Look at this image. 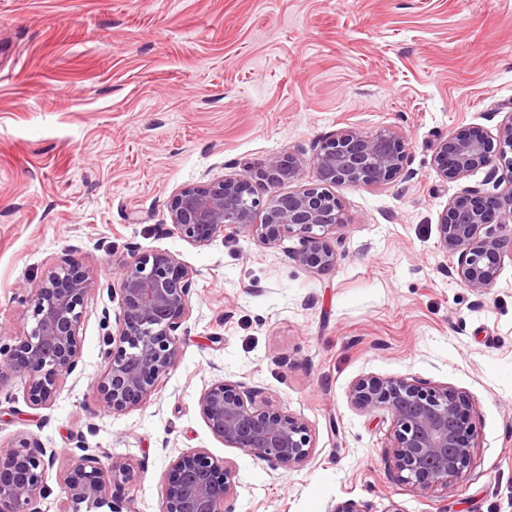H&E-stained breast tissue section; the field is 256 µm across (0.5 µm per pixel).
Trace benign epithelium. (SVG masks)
I'll list each match as a JSON object with an SVG mask.
<instances>
[{"label":"benign epithelium","instance_id":"benign-epithelium-1","mask_svg":"<svg viewBox=\"0 0 512 512\" xmlns=\"http://www.w3.org/2000/svg\"><path fill=\"white\" fill-rule=\"evenodd\" d=\"M404 137L391 129L364 132L342 128L326 138L311 160L290 153L266 168L227 179L188 184L168 204L174 232L195 247H205L232 225L265 248L297 236L301 247L292 259L310 272L336 266L329 232L342 224L341 206L329 188L336 184L383 185L404 169ZM434 167L445 180L458 181L489 168L492 188L467 187L448 202L438 224L442 249L457 258L448 274L480 293L492 287L511 237L512 184L495 185L497 169L512 174V113L496 139L482 134H450L434 152ZM312 182L281 194L275 187L302 179ZM92 276L65 261L35 288L20 289L30 328L21 336H0V370L26 381L34 407L56 397L61 380L76 369L77 336L89 299ZM193 271L167 251L135 255L121 271L115 328L105 336L104 370L96 381L101 405L125 412L150 400L160 378L181 356L177 331L191 308ZM255 390L241 384H212L198 399L201 417L224 446L239 448L272 469L305 465L312 454L308 425L280 409L253 406ZM350 396L367 411L387 410L393 420L394 464L403 481L426 489L462 480L469 467L477 430L465 397L448 387H427L404 377L359 379ZM58 451L21 435L0 450V512H37L50 493L45 471ZM73 469L62 490L74 505L100 508L113 501V488L136 480L134 467L114 457L101 459L83 445L65 449ZM236 472L204 452L183 454L169 463L161 512H234Z\"/></svg>","mask_w":512,"mask_h":512}]
</instances>
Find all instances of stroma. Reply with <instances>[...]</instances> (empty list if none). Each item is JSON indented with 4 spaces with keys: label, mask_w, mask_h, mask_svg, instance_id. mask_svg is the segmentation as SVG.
I'll return each instance as SVG.
<instances>
[{
    "label": "stroma",
    "mask_w": 512,
    "mask_h": 512,
    "mask_svg": "<svg viewBox=\"0 0 512 512\" xmlns=\"http://www.w3.org/2000/svg\"><path fill=\"white\" fill-rule=\"evenodd\" d=\"M511 113L512 0H0V334L23 335L18 290L64 259L95 277L53 403L0 380V449L25 434L58 451L40 512H72L60 482L79 441L141 468L118 489L122 512H160L170 461L193 451L233 467L235 512H512V255L481 294L448 276L440 217L488 171L447 181L433 165L440 138L496 137ZM349 126L394 128L408 150L387 184L333 187L334 269L298 266L295 236L267 249L231 227L205 247L172 233L182 186L311 157ZM150 250L194 272L188 332L150 401L112 413L95 390L103 315L124 264ZM363 377L466 396L478 437L462 482L398 478L390 414L351 401ZM218 381L302 419L307 464L225 447L198 408Z\"/></svg>",
    "instance_id": "1"
}]
</instances>
